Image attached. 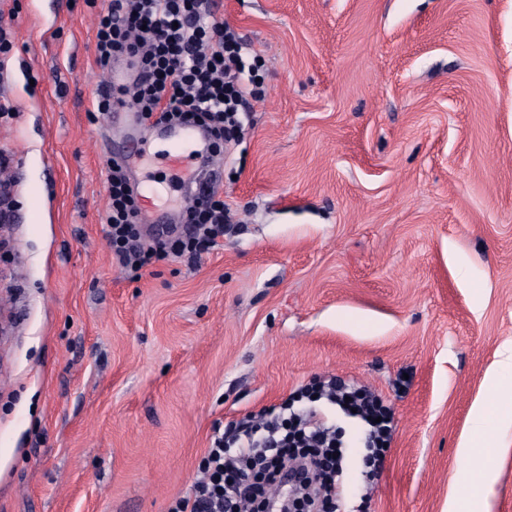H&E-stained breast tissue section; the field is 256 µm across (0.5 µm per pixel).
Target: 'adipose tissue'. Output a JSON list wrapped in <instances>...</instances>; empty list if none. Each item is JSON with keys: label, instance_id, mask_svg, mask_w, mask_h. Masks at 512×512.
I'll return each instance as SVG.
<instances>
[{"label": "adipose tissue", "instance_id": "ef3b65f1", "mask_svg": "<svg viewBox=\"0 0 512 512\" xmlns=\"http://www.w3.org/2000/svg\"><path fill=\"white\" fill-rule=\"evenodd\" d=\"M512 374V349L487 377L484 395L471 406V425L459 444V455L466 465L460 486L448 496V512H485V489L492 479L488 460L496 443L487 437L491 411H498L500 423L512 421V387H505L504 376Z\"/></svg>", "mask_w": 512, "mask_h": 512}]
</instances>
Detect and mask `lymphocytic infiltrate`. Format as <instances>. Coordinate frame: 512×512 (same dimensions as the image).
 Wrapping results in <instances>:
<instances>
[{
  "mask_svg": "<svg viewBox=\"0 0 512 512\" xmlns=\"http://www.w3.org/2000/svg\"><path fill=\"white\" fill-rule=\"evenodd\" d=\"M249 52V45L217 20L210 0H108L97 15L96 62L105 69L121 59L141 74L134 84L103 92L97 108L111 111L120 100L158 124L203 125L214 151L223 152L243 139L252 123L249 102L262 94L257 74L246 69ZM106 166L105 237L122 267L138 271L171 254L197 259L223 239L228 207L223 194L202 181L185 210L189 236L142 241L139 200L123 164L113 159ZM318 396L343 411H355L366 426L364 459L377 460L391 439L393 410L356 383L324 381ZM338 445L335 425L323 422L316 410L293 408L285 417L260 410L215 437L191 495L175 500L168 512H251L289 470L301 475L295 491L304 512H336L338 489L346 480ZM246 475L253 478L247 486L242 483Z\"/></svg>",
  "mask_w": 512,
  "mask_h": 512,
  "instance_id": "f902f5d3",
  "label": "lymphocytic infiltrate"
}]
</instances>
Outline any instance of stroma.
I'll return each instance as SVG.
<instances>
[{"instance_id": "obj_1", "label": "stroma", "mask_w": 512, "mask_h": 512, "mask_svg": "<svg viewBox=\"0 0 512 512\" xmlns=\"http://www.w3.org/2000/svg\"><path fill=\"white\" fill-rule=\"evenodd\" d=\"M105 0H0V512H167L216 428L322 377L395 412L340 512H444L474 399L512 342V0H220L265 96L201 259H113L105 160L143 141L139 194L181 209L168 139L107 131ZM486 496L512 512V425Z\"/></svg>"}]
</instances>
